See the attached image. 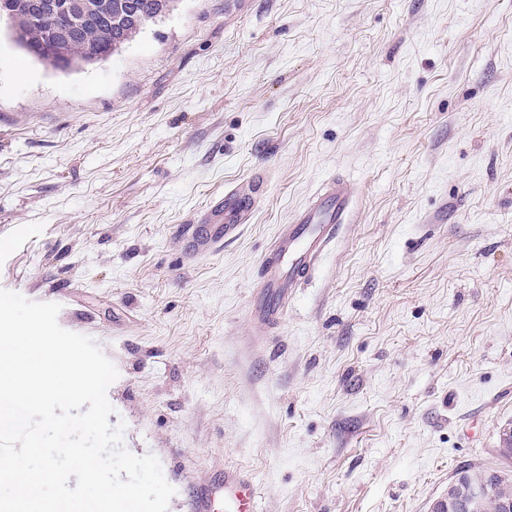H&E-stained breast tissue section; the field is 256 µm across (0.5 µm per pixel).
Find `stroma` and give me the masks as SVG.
Segmentation results:
<instances>
[{"label": "stroma", "instance_id": "stroma-1", "mask_svg": "<svg viewBox=\"0 0 512 512\" xmlns=\"http://www.w3.org/2000/svg\"><path fill=\"white\" fill-rule=\"evenodd\" d=\"M333 174L355 222L259 332L262 257ZM0 289L116 366L167 512L228 466L259 512H431L460 468L512 471V0H180L71 72L1 36ZM253 198L244 191L229 189L224 197L214 202L207 211L205 224H211L213 242L235 233L245 224L253 208Z\"/></svg>", "mask_w": 512, "mask_h": 512}]
</instances>
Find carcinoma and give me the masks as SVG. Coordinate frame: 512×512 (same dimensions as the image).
Instances as JSON below:
<instances>
[{
	"label": "carcinoma",
	"instance_id": "1",
	"mask_svg": "<svg viewBox=\"0 0 512 512\" xmlns=\"http://www.w3.org/2000/svg\"><path fill=\"white\" fill-rule=\"evenodd\" d=\"M8 33L15 44L61 71L107 59L148 26L172 12L176 0H83L94 21L74 24L60 10L35 14L33 0H6ZM473 473L487 476V492L479 512H502L512 501V474L487 466H466L448 484V497L432 512H468L463 490Z\"/></svg>",
	"mask_w": 512,
	"mask_h": 512
}]
</instances>
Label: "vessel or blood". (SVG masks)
Returning <instances> with one entry per match:
<instances>
[{"instance_id": "vessel-or-blood-1", "label": "vessel or blood", "mask_w": 512, "mask_h": 512, "mask_svg": "<svg viewBox=\"0 0 512 512\" xmlns=\"http://www.w3.org/2000/svg\"><path fill=\"white\" fill-rule=\"evenodd\" d=\"M253 199L244 191L230 189L207 211L214 241L235 233L246 222ZM357 209L354 182L330 176L312 201L282 225L266 251L253 299L252 320L268 328L277 325L295 288L307 281L322 259L333 250L342 233L352 224ZM257 490L253 478L240 469L224 472L222 483L202 492L198 512H257Z\"/></svg>"}]
</instances>
